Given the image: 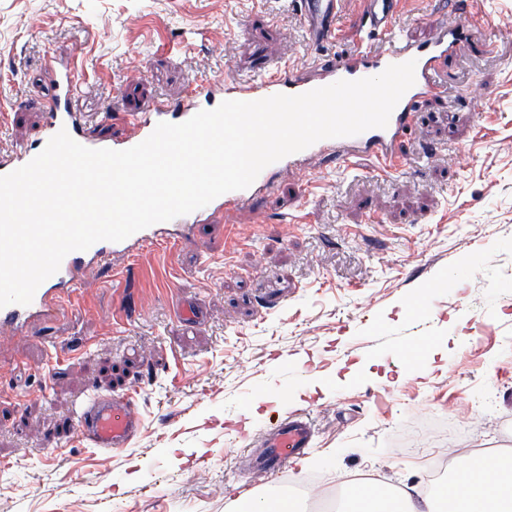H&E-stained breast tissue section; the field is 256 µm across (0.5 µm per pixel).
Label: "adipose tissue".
<instances>
[{"label":"adipose tissue","instance_id":"obj_1","mask_svg":"<svg viewBox=\"0 0 512 512\" xmlns=\"http://www.w3.org/2000/svg\"><path fill=\"white\" fill-rule=\"evenodd\" d=\"M451 473L467 482L392 494L381 483L349 481L350 512H512V452L458 455Z\"/></svg>","mask_w":512,"mask_h":512}]
</instances>
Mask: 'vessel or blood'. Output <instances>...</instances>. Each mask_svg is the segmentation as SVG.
<instances>
[{
	"label": "vessel or blood",
	"instance_id": "vessel-or-blood-1",
	"mask_svg": "<svg viewBox=\"0 0 512 512\" xmlns=\"http://www.w3.org/2000/svg\"><path fill=\"white\" fill-rule=\"evenodd\" d=\"M365 25L375 43L358 38L352 51L319 59L312 72L296 70L275 71L262 79L243 83L225 79L221 88L225 99L254 101L274 94L298 95L339 80H357L381 73L392 64L415 61V83L406 91L385 128H373L359 135L323 139L310 147L288 155L267 166L246 189L225 193L206 206L173 223H157L140 230L120 242L100 241L85 251L69 253L59 270L46 279L37 289L29 305L10 304L0 308V329L29 330L36 321L67 313L76 285L93 268L106 266L114 254L141 248L150 239L168 231L170 225L180 226L191 232L217 213L230 214L253 205L260 192L270 190L275 175L286 167H296L314 155H333L348 164L359 155L371 157L378 170L388 172L400 166L407 156L410 134L418 120L423 102L440 97L442 85L437 71L448 57L468 48L471 42V22H443L438 36L426 43H415L399 37L397 0H363ZM340 0H303L300 14L314 44L321 45L337 37V20ZM43 68L59 72L58 93L49 100L45 129L40 144L59 130H67L78 143L89 148L104 147L101 139L88 137L79 127L72 112L65 106L77 86L81 69L77 66L58 71L55 57L43 59ZM198 111L196 105L173 106L163 100L147 103L141 111L131 115L130 122L140 130L141 137H148L155 126L165 121L169 114H176L178 121H186ZM140 417L132 399L87 398L76 422L79 435L92 442L104 453L119 451L135 436ZM314 427L310 415L301 413L282 420L260 441V454L256 458L258 469L284 472L290 458L309 450L313 443Z\"/></svg>",
	"mask_w": 512,
	"mask_h": 512
}]
</instances>
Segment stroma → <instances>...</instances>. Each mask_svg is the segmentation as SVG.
Returning <instances> with one entry per match:
<instances>
[{
  "label": "stroma",
  "instance_id": "1",
  "mask_svg": "<svg viewBox=\"0 0 512 512\" xmlns=\"http://www.w3.org/2000/svg\"><path fill=\"white\" fill-rule=\"evenodd\" d=\"M446 16L486 37L448 59L397 172L311 157L231 220L115 255L127 279L92 270L72 315L0 337V512H230L300 477L316 512L352 477L422 488L444 451L512 448V0H400L409 39ZM363 23L362 0H342L319 47L297 0H0V156L41 134L44 56L82 57L72 107L119 143L151 100L307 69ZM166 258L171 295L149 274ZM133 392L126 448L78 435L84 397ZM298 410L312 450L255 476L240 434Z\"/></svg>",
  "mask_w": 512,
  "mask_h": 512
}]
</instances>
